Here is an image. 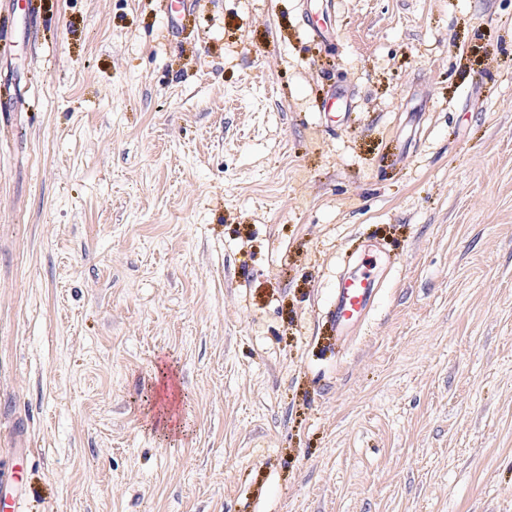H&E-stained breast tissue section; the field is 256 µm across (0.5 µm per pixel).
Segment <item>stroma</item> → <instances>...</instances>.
Segmentation results:
<instances>
[{
	"instance_id": "obj_1",
	"label": "stroma",
	"mask_w": 512,
	"mask_h": 512,
	"mask_svg": "<svg viewBox=\"0 0 512 512\" xmlns=\"http://www.w3.org/2000/svg\"><path fill=\"white\" fill-rule=\"evenodd\" d=\"M323 6L0 0V448L38 512H512V0H330V45ZM377 246L350 257L347 271L336 281L329 321L340 343L350 342L365 322L378 297L376 269L383 258Z\"/></svg>"
}]
</instances>
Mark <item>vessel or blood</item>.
<instances>
[{"label":"vessel or blood","mask_w":512,"mask_h":512,"mask_svg":"<svg viewBox=\"0 0 512 512\" xmlns=\"http://www.w3.org/2000/svg\"><path fill=\"white\" fill-rule=\"evenodd\" d=\"M383 258L372 246L351 257L336 281L329 321L338 342L351 341L365 322L378 297L376 269ZM27 483L19 470L0 469V512H25Z\"/></svg>","instance_id":"obj_1"}]
</instances>
